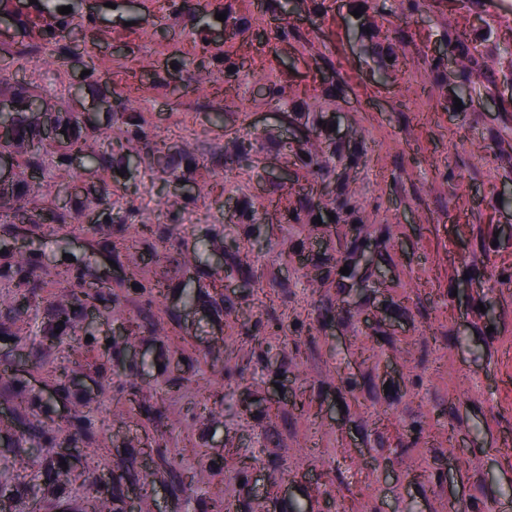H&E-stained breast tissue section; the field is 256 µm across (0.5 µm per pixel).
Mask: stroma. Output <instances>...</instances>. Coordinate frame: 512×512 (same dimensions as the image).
<instances>
[{
	"label": "stroma",
	"instance_id": "1",
	"mask_svg": "<svg viewBox=\"0 0 512 512\" xmlns=\"http://www.w3.org/2000/svg\"><path fill=\"white\" fill-rule=\"evenodd\" d=\"M105 2L0 0V101L69 102L104 151L124 113L149 141L138 163L76 159L64 180L49 160L35 180L65 208L98 191L113 227L0 224L45 280L28 310L0 295V475L43 482L71 441L68 490L36 512L99 487L117 512H512V0ZM462 29L491 32L470 94L407 71ZM142 224L163 252L114 259ZM70 260L106 318L74 310L54 337L48 276ZM129 319L131 347L112 338Z\"/></svg>",
	"mask_w": 512,
	"mask_h": 512
}]
</instances>
